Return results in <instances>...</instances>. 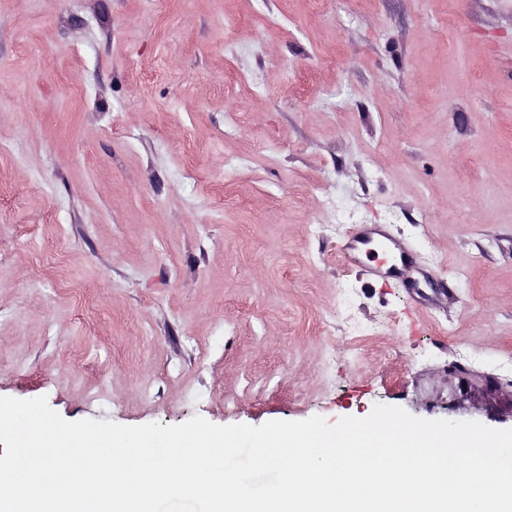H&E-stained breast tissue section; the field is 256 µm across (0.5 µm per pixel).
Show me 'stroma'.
Here are the masks:
<instances>
[{"mask_svg":"<svg viewBox=\"0 0 512 512\" xmlns=\"http://www.w3.org/2000/svg\"><path fill=\"white\" fill-rule=\"evenodd\" d=\"M0 396L512 429V0H0ZM380 240H388L393 249L399 254L401 266L394 265L387 270L378 268L376 264L370 267V273L378 278H388L409 274L415 268V262L409 258L407 248L386 234L384 230L376 225L362 226L354 231L338 249V257L343 262H359L360 256L364 253L366 258H376L372 252V244Z\"/></svg>","mask_w":512,"mask_h":512,"instance_id":"1","label":"stroma"}]
</instances>
